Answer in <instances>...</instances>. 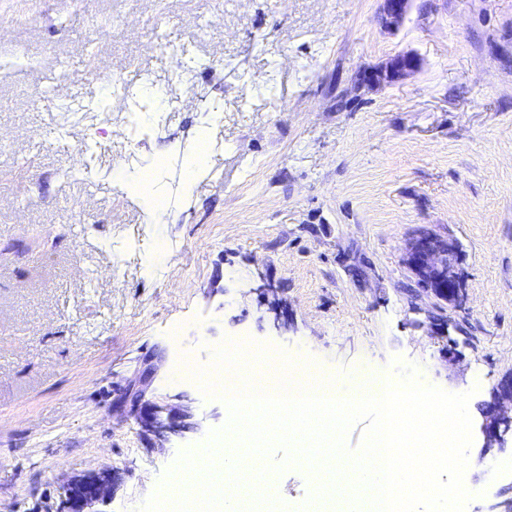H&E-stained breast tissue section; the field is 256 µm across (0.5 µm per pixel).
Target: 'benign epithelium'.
<instances>
[{"label": "benign epithelium", "mask_w": 512, "mask_h": 512, "mask_svg": "<svg viewBox=\"0 0 512 512\" xmlns=\"http://www.w3.org/2000/svg\"><path fill=\"white\" fill-rule=\"evenodd\" d=\"M411 4L412 0H380L378 20L382 29L397 30ZM421 68L422 59L415 52H402L364 70L354 87L361 91L392 85L415 75ZM402 262L420 288L443 304L453 307L465 299L464 253L457 239L423 233L409 243ZM152 374L151 367L143 370L140 388L133 397L132 407L138 413L142 431L162 441L176 431L201 429L206 418L197 416L191 408L175 411L162 402L147 399ZM484 417V447H504L506 436L512 433L511 375L497 383ZM113 482L114 472L108 467L68 481L58 512H94L95 504L111 496Z\"/></svg>", "instance_id": "obj_1"}]
</instances>
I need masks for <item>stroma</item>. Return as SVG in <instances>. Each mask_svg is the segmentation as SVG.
Here are the masks:
<instances>
[{"instance_id":"35a3bbf8","label":"stroma","mask_w":512,"mask_h":512,"mask_svg":"<svg viewBox=\"0 0 512 512\" xmlns=\"http://www.w3.org/2000/svg\"><path fill=\"white\" fill-rule=\"evenodd\" d=\"M379 5L0 0V512H55L69 479L104 466L117 479L101 512H137L227 420L183 358L205 367L247 340L344 390L398 378L397 358L427 385L473 391L465 512L512 501V442L480 459L481 409L512 373V0H414L392 34ZM94 21L111 34L84 38ZM403 51L419 73L355 91ZM176 53L196 66L174 72ZM105 68L181 103L129 137L54 109L55 76L96 100ZM203 132L219 147L190 182ZM91 141L94 184L65 182ZM160 160L170 204L155 224L130 164ZM424 230L463 246L462 309H440L401 263ZM153 355L157 400L206 419L154 449L128 397ZM280 459L264 460L255 512H300L319 486Z\"/></svg>"}]
</instances>
